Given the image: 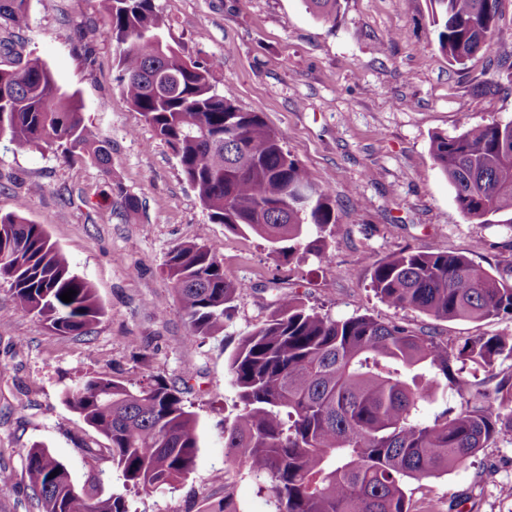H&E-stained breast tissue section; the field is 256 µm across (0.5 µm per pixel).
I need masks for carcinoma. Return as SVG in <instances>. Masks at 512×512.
I'll return each mask as SVG.
<instances>
[{
  "mask_svg": "<svg viewBox=\"0 0 512 512\" xmlns=\"http://www.w3.org/2000/svg\"><path fill=\"white\" fill-rule=\"evenodd\" d=\"M126 99L178 158L209 220L265 239L287 261L311 254L330 266L324 241L335 232L332 190L285 149L258 112H244L211 83L219 67L176 42L154 0H103ZM438 51L463 64L494 39L500 0H431ZM30 0H0V25L26 28ZM315 15H336L338 0H305ZM20 148L85 155L112 176L107 140L89 124L77 93L31 58L0 68V137ZM435 165L463 215L512 230V121L472 126L431 140ZM0 280L21 310L62 334L83 336L102 315L93 286L40 224L0 216ZM167 274L193 344L224 331L243 282L224 277L205 243L173 250ZM382 302L443 321L512 320V261L503 269L464 254L404 249L372 266ZM76 291L65 303L60 295ZM512 336L450 344L406 326L360 315L334 319L284 294L269 317L242 337L228 372L238 391L224 418V456L264 483L273 512H443L407 486L448 473L500 439L512 440ZM453 386L456 407L434 419L422 411ZM68 406L108 441L123 491L100 493L95 472L83 485L45 448L26 465L44 512H129L126 495L171 487L192 471L197 419L182 390L91 376L65 392ZM55 477H50L52 472Z\"/></svg>",
  "mask_w": 512,
  "mask_h": 512,
  "instance_id": "carcinoma-1",
  "label": "carcinoma"
}]
</instances>
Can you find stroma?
<instances>
[{"mask_svg": "<svg viewBox=\"0 0 512 512\" xmlns=\"http://www.w3.org/2000/svg\"><path fill=\"white\" fill-rule=\"evenodd\" d=\"M173 37L193 58L222 59L213 82L246 112L261 113L315 180L333 188L332 267L316 257L285 261L259 236L211 223L172 150L127 102L105 38L102 0H31L23 34L0 26V68L37 57L108 140L112 172L79 157L16 148L0 138V215L42 225L96 290L103 314L84 336H64L22 311L0 281V512H43L25 470L26 451L49 449L84 483L97 471L104 492L121 489L106 439L63 402L88 376L181 386L197 418L196 465L174 487L129 496L130 512H221L232 492L239 512H270L268 491L224 458L222 422L235 414L228 363L271 302L298 295L336 319L369 315L455 343L512 335V322L435 321L381 302L373 264L404 248L461 253L483 267L512 260V231L460 212L430 152L434 135L512 121V0H501L490 48L463 65L437 49L430 0H340L332 18L304 0H155ZM138 202L125 206L126 197ZM208 244L224 275L249 289L221 335L185 341V316L166 274L168 255ZM413 498L463 497L462 512H512V441L471 463L409 485Z\"/></svg>", "mask_w": 512, "mask_h": 512, "instance_id": "obj_1", "label": "stroma"}]
</instances>
